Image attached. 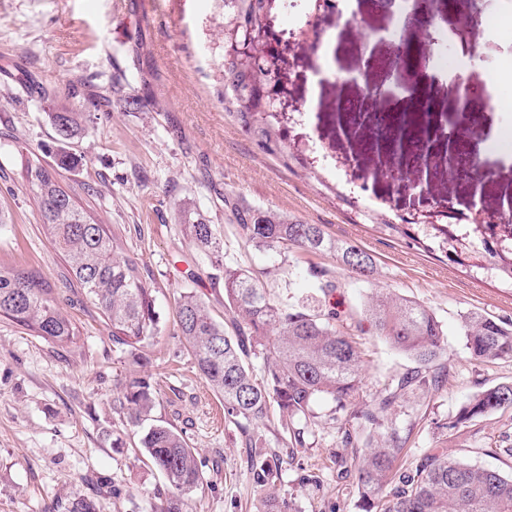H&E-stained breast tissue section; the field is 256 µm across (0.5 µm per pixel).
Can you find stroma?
Here are the masks:
<instances>
[{
	"label": "stroma",
	"instance_id": "1",
	"mask_svg": "<svg viewBox=\"0 0 512 512\" xmlns=\"http://www.w3.org/2000/svg\"><path fill=\"white\" fill-rule=\"evenodd\" d=\"M131 0H0V211L11 218L0 227V264L31 268L54 288L78 325L80 337L52 344L0 319V512H68L79 495L95 498L97 512H147L171 492L163 475L139 450L140 432L126 425L113 407L119 382L130 360L96 307L71 291L62 257L45 234L31 194L20 175L23 148L54 144L55 132L40 106L42 93L58 103L100 108L75 146L82 162L63 171V179L90 189L95 216L112 229L123 253L140 259L154 290L160 315L158 333L146 345L147 371L158 396L152 418L182 432L195 448L204 485L187 497L189 512H256L266 489L250 470L251 451L228 421L222 407L197 373L191 355L177 337L175 300L196 289L225 318L224 292L206 278L191 279L204 259L183 239L175 207L193 202L214 224L224 242V260L258 273L272 296L282 293L272 268L287 258L246 243L224 209L225 193L239 200L283 211L309 224L322 225L333 238L372 254V282L357 278L329 253L298 256L297 295L310 292L309 269H325L340 287L335 300L360 304L374 292H393L433 310L442 323L450 372L437 390L419 388L395 407L392 418L406 438L398 464L409 467L425 452L470 454L478 438L512 439V409L461 428L449 423L460 406L489 386L512 382V360L470 359L461 318L471 311L512 323V287L451 264L412 240L372 227L366 215L371 198L382 199L393 222L453 202L470 223L493 217L501 200L512 198V153L491 152L492 127L507 126L506 115L489 100H469V148L491 178L481 191L483 203L472 208L471 182L433 171V189L422 193L410 179L393 180L389 154L362 153L347 113L337 103H374L363 95L376 86L390 111L412 110L417 100L402 88L395 69L376 66L396 59L401 39L366 40L364 27H382L384 12L369 11L359 0L364 25L335 23L331 43L338 72H353L357 82H311L317 63L305 50L291 73L289 88L304 124L288 127L290 137L315 139L334 156L351 161L369 186L367 196L345 205L308 170L286 168L224 114L221 98L224 9L220 0H157L154 13L127 24ZM411 67L424 72L429 46L412 39ZM479 45L486 58L512 53V40L490 38L480 25L448 27V54ZM367 351L360 401L372 399L393 373L412 362L377 337L363 339ZM313 444L289 456L277 415L260 432L263 453L275 459L277 493L295 498L300 512H360L352 486L336 483L338 423L331 405L319 403ZM311 473L317 485L302 486Z\"/></svg>",
	"mask_w": 512,
	"mask_h": 512
}]
</instances>
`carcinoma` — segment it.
I'll return each mask as SVG.
<instances>
[{
    "label": "carcinoma",
    "instance_id": "carcinoma-1",
    "mask_svg": "<svg viewBox=\"0 0 512 512\" xmlns=\"http://www.w3.org/2000/svg\"><path fill=\"white\" fill-rule=\"evenodd\" d=\"M281 8V0H224V112L284 166H304L307 159L268 116L283 109L271 98L283 85L285 68L266 51L271 20ZM42 105L56 134L54 164L27 160L22 178L45 233L63 256L70 282L101 311L112 327V342L125 347L136 365L119 383L115 402L126 424L140 427L149 420L156 401L142 354L160 323L153 288L138 258L118 251L109 226L93 218L76 188L61 177V171L79 163L71 144L85 133L91 114L48 96L42 97ZM391 142L402 150L398 177L407 178L414 174L409 161L412 148L420 151L419 159H430L434 132L426 125L416 131V138L401 139L395 130ZM224 205L231 207L240 235L260 249L280 256L329 251L364 282L376 273L370 253L330 238L320 224L227 198ZM177 220L184 238L211 266L224 265V309L230 314L220 322L206 300L194 291H184L175 303L177 336L199 374L224 402V419L245 437L246 447H264L257 429L274 406L288 434V457L294 458L297 449L306 447L314 436L315 408L325 401L343 417L338 445L351 449L336 456L337 479L352 481L362 512H512V472L477 466L437 450L423 454L410 469L395 467L405 440L388 413L414 389L423 385L437 389L448 378L449 369L440 362L446 353L444 331L434 311L377 292L361 308L340 310L332 302L338 284L322 270L309 272L314 301L305 302L290 291L294 275L290 267L279 268L286 294L274 298L248 270L223 264V241L196 207L179 204ZM378 227L407 237L428 252L435 243L449 262L512 284V243L475 249L458 240L448 248L440 241L448 237L446 224L434 227V236L420 233L413 222L383 220ZM60 304L59 293L36 271L0 264V318L47 342L72 343L80 330ZM366 333L416 364L390 375L370 404L358 400L362 349L357 337ZM463 336L474 361L512 360L511 324L471 312L464 316ZM257 360L261 361L259 375L255 374ZM508 409H512V383L488 387L460 407L449 427H462ZM140 445L172 488L150 512H187L186 495L204 480L194 449L176 429L161 424L144 430ZM252 467L256 483L272 484L273 467L263 454L254 455ZM258 512L299 510L292 500L269 492Z\"/></svg>",
    "mask_w": 512,
    "mask_h": 512
}]
</instances>
